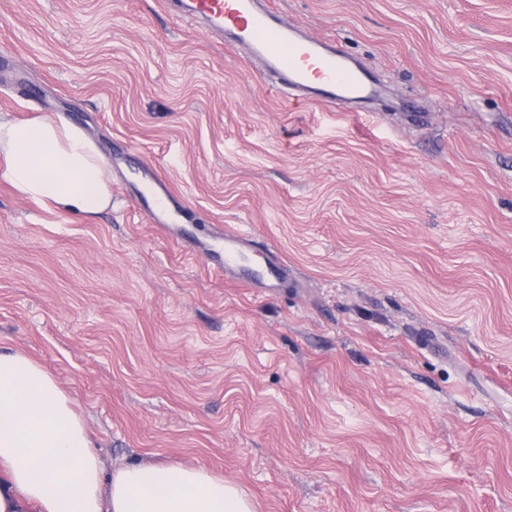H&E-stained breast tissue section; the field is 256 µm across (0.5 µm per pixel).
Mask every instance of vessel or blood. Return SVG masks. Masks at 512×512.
Listing matches in <instances>:
<instances>
[{
    "instance_id": "obj_1",
    "label": "vessel or blood",
    "mask_w": 512,
    "mask_h": 512,
    "mask_svg": "<svg viewBox=\"0 0 512 512\" xmlns=\"http://www.w3.org/2000/svg\"><path fill=\"white\" fill-rule=\"evenodd\" d=\"M169 8L180 16L203 24L214 33L229 35L244 46L251 57L262 61L276 73L299 100L319 97L341 105L373 95L375 84L347 64L345 52L325 49L314 39L302 35L282 22L262 0H167ZM249 238L238 232L224 237V256L215 270L232 274L261 288H274L288 275V267L272 261L258 273L246 272L242 258Z\"/></svg>"
}]
</instances>
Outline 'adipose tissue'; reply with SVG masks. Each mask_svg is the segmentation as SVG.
<instances>
[{
	"mask_svg": "<svg viewBox=\"0 0 512 512\" xmlns=\"http://www.w3.org/2000/svg\"><path fill=\"white\" fill-rule=\"evenodd\" d=\"M0 178L22 196L89 217L112 205L96 144L62 118L0 117ZM0 512H254L235 483L172 462L111 468L57 379L0 350Z\"/></svg>",
	"mask_w": 512,
	"mask_h": 512,
	"instance_id": "obj_1",
	"label": "adipose tissue"
}]
</instances>
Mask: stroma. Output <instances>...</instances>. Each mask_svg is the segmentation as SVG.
<instances>
[{
  "label": "stroma",
  "instance_id": "35a3bbf8",
  "mask_svg": "<svg viewBox=\"0 0 512 512\" xmlns=\"http://www.w3.org/2000/svg\"><path fill=\"white\" fill-rule=\"evenodd\" d=\"M265 2L383 98L284 100L162 0H0V113L66 118L112 172L90 218L0 178V348L116 468L198 467L257 512H512V0ZM228 230L287 283L209 271Z\"/></svg>",
  "mask_w": 512,
  "mask_h": 512
}]
</instances>
